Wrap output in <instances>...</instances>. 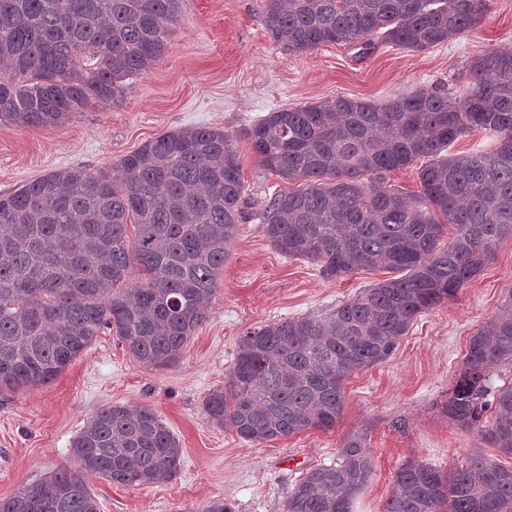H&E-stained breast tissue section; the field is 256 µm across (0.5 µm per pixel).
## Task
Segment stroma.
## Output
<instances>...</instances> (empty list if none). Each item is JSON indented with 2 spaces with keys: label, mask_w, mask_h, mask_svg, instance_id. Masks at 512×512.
<instances>
[{
  "label": "stroma",
  "mask_w": 512,
  "mask_h": 512,
  "mask_svg": "<svg viewBox=\"0 0 512 512\" xmlns=\"http://www.w3.org/2000/svg\"><path fill=\"white\" fill-rule=\"evenodd\" d=\"M510 46L512 0H494L475 27L426 50L379 41L366 53L334 43L304 53L284 49L268 30L262 0H182L165 57L131 80L123 104L89 105L58 126L0 127V193L63 167L112 166L173 129L211 126L234 139L246 201L209 318L177 364L148 369L105 331L51 383L0 394V499L71 467L72 438L109 404L154 408L183 455L173 480L148 487L87 476L100 512H197L213 500L232 512H283L295 483L335 461L355 434L368 439L373 474L353 512H383L397 467L411 458L448 469L479 452L511 466L512 457L451 424L442 406L471 337L512 291V238L456 297L417 317L388 361L345 380L344 411L332 430L252 444L203 410L248 329L325 316L386 276L357 270L327 279L316 264L274 249L259 215L272 194L292 185L253 153L247 132L254 122L281 108L339 97L383 102L435 84L458 96L471 60Z\"/></svg>",
  "instance_id": "obj_1"
}]
</instances>
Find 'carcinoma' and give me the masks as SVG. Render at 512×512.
<instances>
[{"instance_id": "obj_1", "label": "carcinoma", "mask_w": 512, "mask_h": 512, "mask_svg": "<svg viewBox=\"0 0 512 512\" xmlns=\"http://www.w3.org/2000/svg\"><path fill=\"white\" fill-rule=\"evenodd\" d=\"M181 0H0V126L51 127L101 101L123 103L127 80L168 49ZM492 0H264L274 40L294 52L325 43L369 50V36L421 51L477 25ZM463 96L421 87L381 103L338 98L265 115L248 131L261 165L296 191L260 215L276 250L327 279L357 269L391 277L321 318L248 330L224 386L203 410L248 443L331 430L344 380L386 362L415 319L455 297L512 237V48L471 61ZM480 130L493 144L450 147ZM410 199L382 175L419 159ZM246 219L233 138L174 129L111 170L62 168L0 194V392L55 380L107 329L144 366L177 363L208 319ZM453 232H448V228ZM452 234L448 243L442 239ZM136 278L135 287L125 283ZM512 291L470 340L444 405L448 420L512 456ZM77 467L0 499V512H99L86 482L171 480L178 438L150 406L99 409L76 435ZM372 474L367 438L295 484L283 512H353ZM383 512H512V466L471 454L448 472L406 460Z\"/></svg>"}]
</instances>
